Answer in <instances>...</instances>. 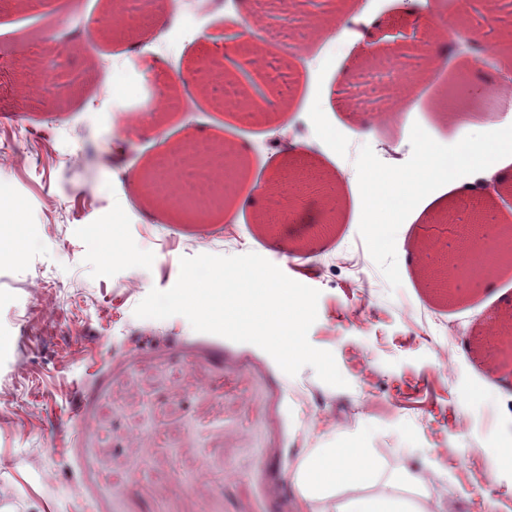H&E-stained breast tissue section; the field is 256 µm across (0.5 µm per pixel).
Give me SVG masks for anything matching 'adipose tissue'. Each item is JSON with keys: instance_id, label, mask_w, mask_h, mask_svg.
I'll use <instances>...</instances> for the list:
<instances>
[{"instance_id": "ef3b65f1", "label": "adipose tissue", "mask_w": 512, "mask_h": 512, "mask_svg": "<svg viewBox=\"0 0 512 512\" xmlns=\"http://www.w3.org/2000/svg\"><path fill=\"white\" fill-rule=\"evenodd\" d=\"M444 166L463 170V177L452 183L460 197L481 193L489 183L512 185V113L499 131L482 140L462 139L448 157L425 146L417 173L386 175L396 193L379 196L380 203L390 214L405 212L423 192L421 175L434 174ZM293 482L305 502L319 505V512H432L424 474L403 464L392 467L375 461L366 448L310 449L300 459ZM345 489L354 490V497L339 499Z\"/></svg>"}]
</instances>
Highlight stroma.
<instances>
[{
    "label": "stroma",
    "instance_id": "obj_1",
    "mask_svg": "<svg viewBox=\"0 0 512 512\" xmlns=\"http://www.w3.org/2000/svg\"><path fill=\"white\" fill-rule=\"evenodd\" d=\"M159 3L165 23L105 35L108 0H0V146L24 154L0 161V200L21 207L0 235L29 242L22 257L0 253V512H307L289 482L300 456L352 445L359 431L376 460L437 461L435 505L485 512L490 498L512 512V470L469 463L475 449L512 446V366L484 360L487 323L512 316V266L492 289L436 293L403 258L436 215L416 202L417 219L399 224L361 204L367 178L390 171L381 143L404 147L400 168L413 172L423 140L482 138L441 102L462 77L464 109L492 112L512 69V0H498L492 24L473 0L464 25L494 56L476 68L461 46L423 55L424 19L451 15L452 0H354L340 21L369 18L357 43L348 30L308 39L312 9L296 0L273 56L280 102L247 120L188 78L202 57L260 42L245 14H276L278 0H215L204 16L186 0L180 17L173 0ZM48 56L58 82L88 77L68 111L14 95ZM393 64L415 88L400 120L382 122ZM158 76L188 110L145 111ZM126 109L142 115L127 122ZM190 141L242 151L235 190L200 221L131 180ZM297 169L329 180L338 209L326 215L310 192L263 230L271 202L260 187ZM117 219L139 263L105 259ZM250 252L319 290L308 341L333 353L346 387L309 366L287 375L258 346L195 331L184 316H135L152 289L176 283L181 258Z\"/></svg>",
    "mask_w": 512,
    "mask_h": 512
}]
</instances>
